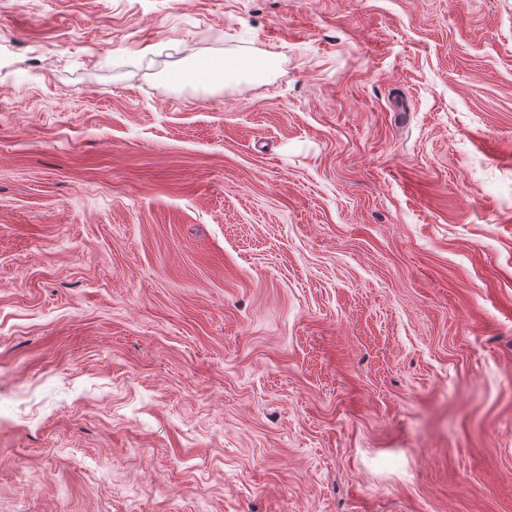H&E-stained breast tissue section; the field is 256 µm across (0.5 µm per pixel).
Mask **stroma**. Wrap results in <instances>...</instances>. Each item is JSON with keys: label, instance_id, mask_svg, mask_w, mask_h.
I'll use <instances>...</instances> for the list:
<instances>
[{"label": "stroma", "instance_id": "35a3bbf8", "mask_svg": "<svg viewBox=\"0 0 512 512\" xmlns=\"http://www.w3.org/2000/svg\"><path fill=\"white\" fill-rule=\"evenodd\" d=\"M0 512H512V0H0ZM198 73L204 76L208 81L220 80L224 85L231 82L234 73L237 70L242 71L246 75H257L265 71L264 66L258 63H250L248 65H228L226 61L224 64L215 65L211 62L197 64Z\"/></svg>", "mask_w": 512, "mask_h": 512}]
</instances>
